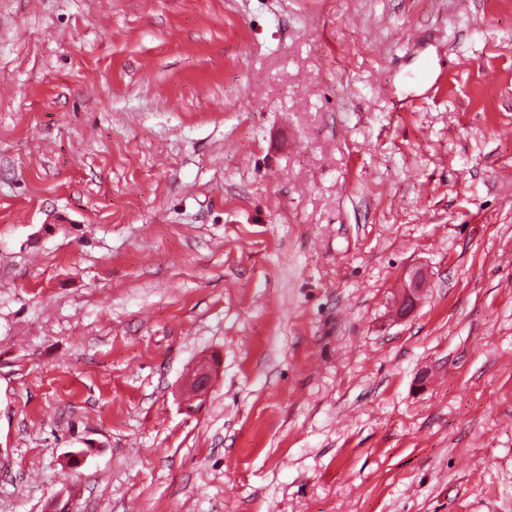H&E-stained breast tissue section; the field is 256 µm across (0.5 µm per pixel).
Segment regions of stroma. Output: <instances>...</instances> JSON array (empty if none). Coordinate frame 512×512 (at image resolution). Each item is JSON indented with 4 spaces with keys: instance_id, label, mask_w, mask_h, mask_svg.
I'll use <instances>...</instances> for the list:
<instances>
[{
    "instance_id": "stroma-1",
    "label": "stroma",
    "mask_w": 512,
    "mask_h": 512,
    "mask_svg": "<svg viewBox=\"0 0 512 512\" xmlns=\"http://www.w3.org/2000/svg\"><path fill=\"white\" fill-rule=\"evenodd\" d=\"M0 512H512V0H0Z\"/></svg>"
}]
</instances>
